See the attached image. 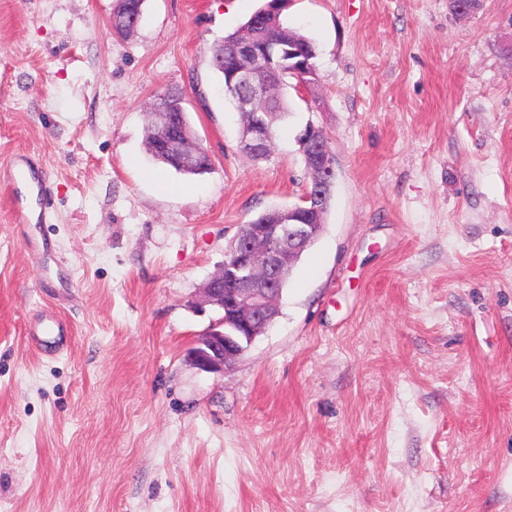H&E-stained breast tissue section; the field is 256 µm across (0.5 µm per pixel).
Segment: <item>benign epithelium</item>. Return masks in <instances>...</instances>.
<instances>
[{"mask_svg":"<svg viewBox=\"0 0 512 512\" xmlns=\"http://www.w3.org/2000/svg\"><path fill=\"white\" fill-rule=\"evenodd\" d=\"M234 104L239 110L263 108L270 101V85L250 67L239 71ZM160 118L170 147L186 158L183 139L175 133L166 113ZM320 129L308 125L299 137L301 151L312 163L313 184L309 200L323 198L330 187L336 159ZM273 130L260 123L243 132L240 149L252 155L270 153ZM321 228L317 206L303 217L288 211L266 224L248 225L232 241L224 255V267L202 288L201 304L223 312L222 320L197 340L191 362L200 370L220 371L236 361L255 339L266 332L274 319L280 291L295 259Z\"/></svg>","mask_w":512,"mask_h":512,"instance_id":"obj_1","label":"benign epithelium"}]
</instances>
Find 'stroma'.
<instances>
[{
	"mask_svg": "<svg viewBox=\"0 0 512 512\" xmlns=\"http://www.w3.org/2000/svg\"><path fill=\"white\" fill-rule=\"evenodd\" d=\"M262 4L146 0L122 38L116 0H0V512H512V0H290L317 82L255 160L211 61ZM171 90L204 174L147 149ZM308 123L336 157L322 233L267 332L199 370L201 289L301 202ZM47 308L72 336L42 357ZM162 107L167 112H175L174 116L177 118L176 129L180 132L181 136L196 140L199 146V153L191 164H185L183 161L167 147L166 136L156 129V115L157 109ZM152 111L150 112V124L148 127L147 143L152 157L159 163L173 168L176 172L183 175H200L206 172L210 165L211 159L208 152L200 144L192 126L189 123L187 113L182 106V95L179 93L167 92L156 96Z\"/></svg>",
	"mask_w": 512,
	"mask_h": 512,
	"instance_id": "1",
	"label": "stroma"
}]
</instances>
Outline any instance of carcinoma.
I'll return each mask as SVG.
<instances>
[{"instance_id":"cac0c4a2","label":"carcinoma","mask_w":512,"mask_h":512,"mask_svg":"<svg viewBox=\"0 0 512 512\" xmlns=\"http://www.w3.org/2000/svg\"><path fill=\"white\" fill-rule=\"evenodd\" d=\"M145 2L146 0H117L112 15L113 33L118 36H128L134 32L127 19L133 13L143 16ZM287 9L288 6H281L273 17L266 14L264 9H259L247 20L246 27L224 37L212 58L213 69L221 80V90L227 91L229 86L235 84L234 74L241 64L235 51L236 45L242 38L249 37L253 58L261 67L278 76V90L273 110L282 116L289 115L288 106L283 98L284 86L287 85V79L295 77V74L288 71V50H298L299 54L295 55V58L299 59L304 54L309 57L312 64L317 58L316 44L284 23L282 15ZM160 107L174 113L177 118L176 129L180 134L196 138L182 106V95L172 92L159 94L153 102L147 135L148 148L152 157L183 175H200L206 172L211 165V159L204 148H199V153L192 163L185 164L167 147L166 136L156 129L155 111Z\"/></svg>"}]
</instances>
